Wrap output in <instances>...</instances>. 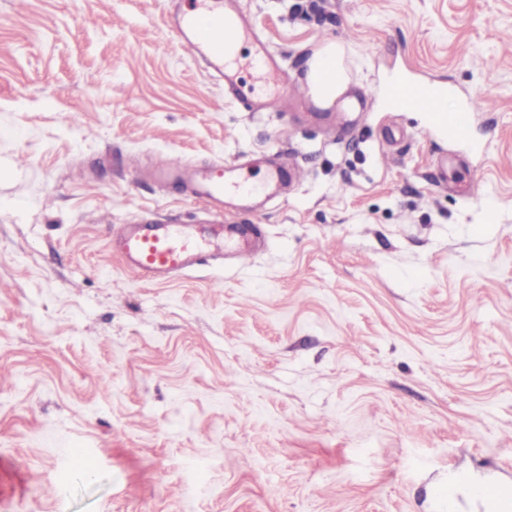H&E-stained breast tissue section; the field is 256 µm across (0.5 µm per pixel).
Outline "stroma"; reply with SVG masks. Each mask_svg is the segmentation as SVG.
Masks as SVG:
<instances>
[{
  "mask_svg": "<svg viewBox=\"0 0 512 512\" xmlns=\"http://www.w3.org/2000/svg\"><path fill=\"white\" fill-rule=\"evenodd\" d=\"M173 2L0 0V512H482L512 485V0H236L286 76L344 49L368 102L326 114L225 94ZM399 72L475 99L473 147L388 106ZM270 156L283 191L220 223L152 175ZM149 218L202 261L137 280L112 240ZM505 493L506 492L498 486L487 485L482 488L479 496L490 512H510L512 509V500L509 497L504 505Z\"/></svg>",
  "mask_w": 512,
  "mask_h": 512,
  "instance_id": "35a3bbf8",
  "label": "stroma"
}]
</instances>
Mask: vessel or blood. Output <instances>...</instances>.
Returning <instances> with one entry per match:
<instances>
[{
  "mask_svg": "<svg viewBox=\"0 0 512 512\" xmlns=\"http://www.w3.org/2000/svg\"><path fill=\"white\" fill-rule=\"evenodd\" d=\"M174 27L183 47L205 60L240 102L257 112L274 110L287 102L288 91L283 87L270 94L258 93L255 73L277 77L280 62L227 0H190L189 8L177 12ZM388 94L426 113L431 129L457 142L470 141L474 104L465 98L456 109H449L447 84L419 82L399 73ZM156 178L164 185L190 184L194 196L220 214L225 202L255 197L260 190L276 185L281 172L269 170L258 183L251 173L221 161L204 169L170 161L157 167ZM118 245L126 267L147 284L166 282L170 275L191 268L201 260L205 248L186 225L160 220L123 226ZM480 499L489 512H512V500L506 499L498 486H484Z\"/></svg>",
  "mask_w": 512,
  "mask_h": 512,
  "instance_id": "obj_1",
  "label": "vessel or blood"
}]
</instances>
